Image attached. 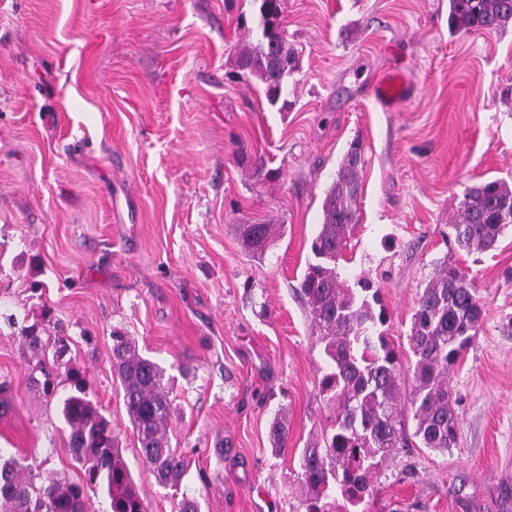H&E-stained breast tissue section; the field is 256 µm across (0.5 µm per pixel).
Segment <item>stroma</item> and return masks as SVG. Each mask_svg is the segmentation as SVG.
Listing matches in <instances>:
<instances>
[{"label": "stroma", "instance_id": "stroma-1", "mask_svg": "<svg viewBox=\"0 0 512 512\" xmlns=\"http://www.w3.org/2000/svg\"><path fill=\"white\" fill-rule=\"evenodd\" d=\"M256 17L255 0H0V315L47 317L68 338L149 512L184 498L201 512H304L299 454L329 412L296 288L352 141L365 168L340 273L371 279L397 345L466 189L512 185V27L450 29L448 0H284L300 67L272 107L236 66L238 22ZM394 71L415 94L390 112L370 87ZM258 159L276 178H253ZM240 224L280 235L252 255ZM461 261L484 316L451 375L458 444L389 460L371 512H512V226ZM116 330L165 370L177 486L140 463ZM28 358L1 326L14 406L0 449L77 479Z\"/></svg>", "mask_w": 512, "mask_h": 512}]
</instances>
